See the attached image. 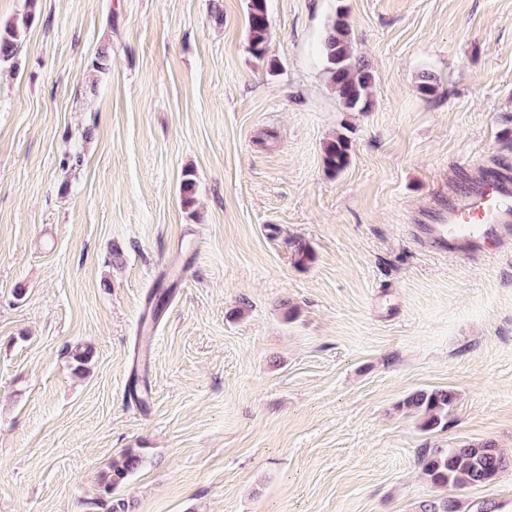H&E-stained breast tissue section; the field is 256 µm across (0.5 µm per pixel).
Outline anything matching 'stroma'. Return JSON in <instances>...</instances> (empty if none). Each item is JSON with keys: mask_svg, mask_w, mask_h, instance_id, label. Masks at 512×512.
I'll return each mask as SVG.
<instances>
[{"mask_svg": "<svg viewBox=\"0 0 512 512\" xmlns=\"http://www.w3.org/2000/svg\"><path fill=\"white\" fill-rule=\"evenodd\" d=\"M340 4L367 112L322 73ZM267 12L260 60L247 0H38L0 64V512H100L129 451L130 512H512L511 468L439 487L421 464L512 457V239L462 260L409 230L433 194L512 170V0ZM436 388L455 401L426 432L405 400ZM351 141L350 138L338 133L336 137L324 147V163L331 173H339L350 163ZM421 461L430 480L441 487L490 484L512 467V458L505 456L492 441L447 450L433 448ZM140 456L127 452L120 459L112 462L111 475L104 487L106 494H111L112 489L120 485L129 475L137 471L141 466Z\"/></svg>", "mask_w": 512, "mask_h": 512, "instance_id": "obj_1", "label": "stroma"}]
</instances>
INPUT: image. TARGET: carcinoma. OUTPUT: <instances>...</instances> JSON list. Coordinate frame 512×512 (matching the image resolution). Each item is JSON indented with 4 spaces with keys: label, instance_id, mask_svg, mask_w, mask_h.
I'll use <instances>...</instances> for the list:
<instances>
[{
    "label": "carcinoma",
    "instance_id": "obj_1",
    "mask_svg": "<svg viewBox=\"0 0 512 512\" xmlns=\"http://www.w3.org/2000/svg\"><path fill=\"white\" fill-rule=\"evenodd\" d=\"M32 14H26L20 24L8 22L0 26V64L11 61L22 44ZM268 16L266 0H248L247 31L249 51L262 59L266 54ZM321 63L329 85L339 104L349 111L367 112L373 104L374 77L368 65L354 53L347 13L338 6L332 23L321 43ZM350 138L339 133L324 147L327 170L337 174L350 163ZM196 182L192 172L185 173L181 183V201L186 207L194 202ZM455 394L446 389L420 390L408 397L406 406L421 418V428L433 430L448 420ZM423 469L430 480L441 487L479 486L490 484L506 469L512 458L504 455L491 441L465 444L447 450L433 448L421 457ZM141 466L140 456L127 452L112 462L111 475L104 487L106 494L120 485ZM462 503L453 497L426 500L419 512H461Z\"/></svg>",
    "mask_w": 512,
    "mask_h": 512
}]
</instances>
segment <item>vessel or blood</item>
Here are the masks:
<instances>
[{
	"instance_id": "vessel-or-blood-1",
	"label": "vessel or blood",
	"mask_w": 512,
	"mask_h": 512,
	"mask_svg": "<svg viewBox=\"0 0 512 512\" xmlns=\"http://www.w3.org/2000/svg\"><path fill=\"white\" fill-rule=\"evenodd\" d=\"M415 241L440 254L471 258L493 241L512 237V179L486 169L409 218Z\"/></svg>"
}]
</instances>
